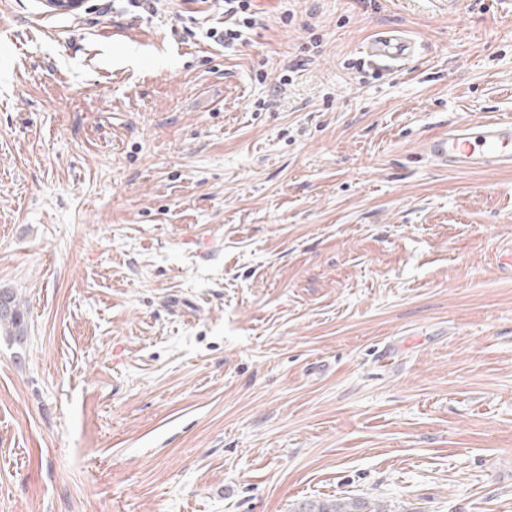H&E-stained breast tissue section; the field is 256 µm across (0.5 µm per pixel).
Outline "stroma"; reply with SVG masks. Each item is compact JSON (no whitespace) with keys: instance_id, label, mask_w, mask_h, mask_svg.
<instances>
[{"instance_id":"35a3bbf8","label":"stroma","mask_w":512,"mask_h":512,"mask_svg":"<svg viewBox=\"0 0 512 512\" xmlns=\"http://www.w3.org/2000/svg\"><path fill=\"white\" fill-rule=\"evenodd\" d=\"M255 4L0 0V512H512V0ZM251 2H253V0H224V16L233 19L235 16L247 14L248 11L254 12L251 10ZM255 13L256 12L249 14L248 17H244L242 19L243 24L233 23V25H235L234 28L224 27V34H222L221 39H223L225 47L242 39L243 31L239 27L243 26L249 29L252 23L255 24L256 20L252 17ZM416 41L400 30L375 34L363 46V52L371 63H381L388 70L399 67L416 56ZM427 158L449 171H490L512 166V117L458 124L429 136ZM0 298L8 301L6 310H0V333L16 343H24L26 340V323L23 305L17 294L12 290H1ZM367 507L366 503L356 499L337 498L304 501L294 512H363Z\"/></svg>"}]
</instances>
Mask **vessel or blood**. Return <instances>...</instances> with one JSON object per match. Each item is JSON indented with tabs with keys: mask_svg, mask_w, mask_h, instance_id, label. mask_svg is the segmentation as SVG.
I'll return each instance as SVG.
<instances>
[{
	"mask_svg": "<svg viewBox=\"0 0 512 512\" xmlns=\"http://www.w3.org/2000/svg\"><path fill=\"white\" fill-rule=\"evenodd\" d=\"M416 42L399 30L375 34L363 46L370 62L398 68L416 55ZM427 158L451 171H490L512 166V117L458 124L429 136Z\"/></svg>",
	"mask_w": 512,
	"mask_h": 512,
	"instance_id": "vessel-or-blood-1",
	"label": "vessel or blood"
}]
</instances>
